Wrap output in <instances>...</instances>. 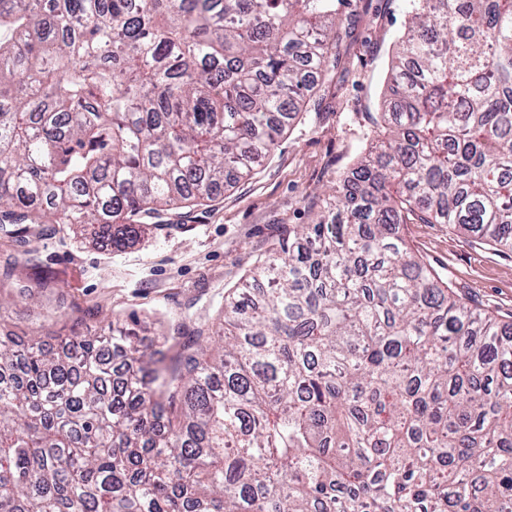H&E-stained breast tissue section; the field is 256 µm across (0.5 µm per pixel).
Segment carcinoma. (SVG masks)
<instances>
[{
	"instance_id": "cac0c4a2",
	"label": "carcinoma",
	"mask_w": 512,
	"mask_h": 512,
	"mask_svg": "<svg viewBox=\"0 0 512 512\" xmlns=\"http://www.w3.org/2000/svg\"><path fill=\"white\" fill-rule=\"evenodd\" d=\"M347 0H0V231L136 244L251 175ZM389 111L221 326L0 334V512H512V324L400 225L512 250V0H407ZM27 279L58 288L38 263ZM21 280L0 262V284Z\"/></svg>"
}]
</instances>
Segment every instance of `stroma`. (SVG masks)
Masks as SVG:
<instances>
[{
  "label": "stroma",
  "mask_w": 512,
  "mask_h": 512,
  "mask_svg": "<svg viewBox=\"0 0 512 512\" xmlns=\"http://www.w3.org/2000/svg\"><path fill=\"white\" fill-rule=\"evenodd\" d=\"M352 25L329 70L270 158L216 201L147 220L141 239L120 251L98 248L71 224L32 225L28 246L59 276L70 304L99 319L164 314L165 324L218 321L224 291L267 254L285 224H308L314 200L331 194L369 146L396 44L405 0H351ZM412 250L462 294L512 320V253H502L446 224H405ZM8 329L39 326L67 334L62 316L41 322L43 293L0 288Z\"/></svg>",
  "instance_id": "stroma-1"
}]
</instances>
